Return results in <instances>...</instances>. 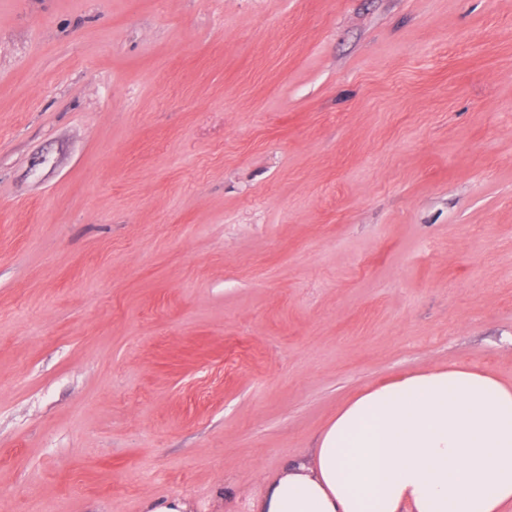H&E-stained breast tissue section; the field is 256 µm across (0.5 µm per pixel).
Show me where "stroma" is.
Segmentation results:
<instances>
[{
	"label": "stroma",
	"instance_id": "35a3bbf8",
	"mask_svg": "<svg viewBox=\"0 0 512 512\" xmlns=\"http://www.w3.org/2000/svg\"><path fill=\"white\" fill-rule=\"evenodd\" d=\"M451 364L512 384V0H0V512H245Z\"/></svg>",
	"mask_w": 512,
	"mask_h": 512
}]
</instances>
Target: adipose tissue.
Returning <instances> with one entry per match:
<instances>
[{
  "instance_id": "adipose-tissue-1",
  "label": "adipose tissue",
  "mask_w": 512,
  "mask_h": 512,
  "mask_svg": "<svg viewBox=\"0 0 512 512\" xmlns=\"http://www.w3.org/2000/svg\"><path fill=\"white\" fill-rule=\"evenodd\" d=\"M512 386L457 365L363 390L309 459L266 480L252 512H503Z\"/></svg>"
}]
</instances>
